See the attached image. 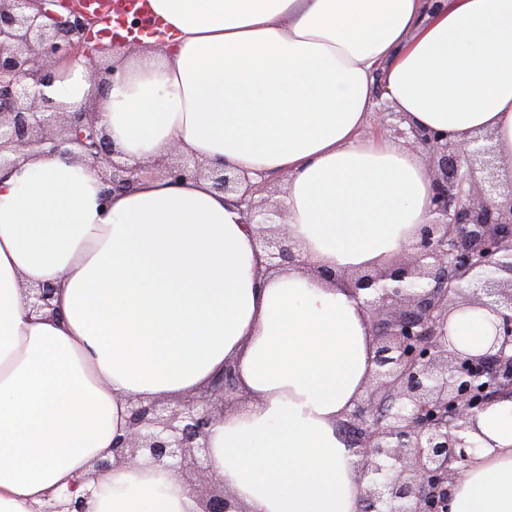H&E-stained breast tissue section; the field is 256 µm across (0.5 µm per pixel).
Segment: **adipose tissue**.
<instances>
[{"mask_svg": "<svg viewBox=\"0 0 512 512\" xmlns=\"http://www.w3.org/2000/svg\"><path fill=\"white\" fill-rule=\"evenodd\" d=\"M165 47L92 92L82 61L45 94L94 101L117 150L170 147L280 197L305 261L269 271L209 181L145 177L102 195L60 155L0 171V512H202L196 487L155 467L96 473L130 403L198 392L237 366L247 398L208 430L210 470L247 512H359L357 457L339 423L372 367L368 315L338 277L387 266L434 223L420 151L367 136L384 101L460 140L489 131L512 173V0H148ZM54 287L33 312L26 289ZM495 316L458 310L459 350L491 343ZM473 461L449 512H512V399L474 420Z\"/></svg>", "mask_w": 512, "mask_h": 512, "instance_id": "ef3b65f1", "label": "adipose tissue"}]
</instances>
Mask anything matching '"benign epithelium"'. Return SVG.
Here are the masks:
<instances>
[{"label": "benign epithelium", "mask_w": 512, "mask_h": 512, "mask_svg": "<svg viewBox=\"0 0 512 512\" xmlns=\"http://www.w3.org/2000/svg\"><path fill=\"white\" fill-rule=\"evenodd\" d=\"M94 24L71 0H0V170L34 152L61 151L97 170L109 197L135 189L145 167L119 161L95 110L69 112L43 92L60 61L83 59L96 86L115 72L95 63L101 45L89 41ZM378 115L385 130L421 147L436 219L422 227L406 258L383 270L342 274L369 315L374 349L372 376L342 428L361 457L360 512H448L472 458L462 433L477 412L512 398V189L500 191L492 137L452 141L424 128L405 131L401 115L385 106ZM155 166L173 182L205 178L236 196L267 269L302 265L280 202L264 185L176 150ZM472 285V297L463 298ZM26 292L34 310L51 308L53 287ZM465 307L499 320L484 352L460 351L446 336L450 314ZM242 400L227 362L199 395L168 404L133 401L127 435L96 469L140 463L170 470L209 491L204 512H246L204 466L208 428Z\"/></svg>", "instance_id": "1"}]
</instances>
